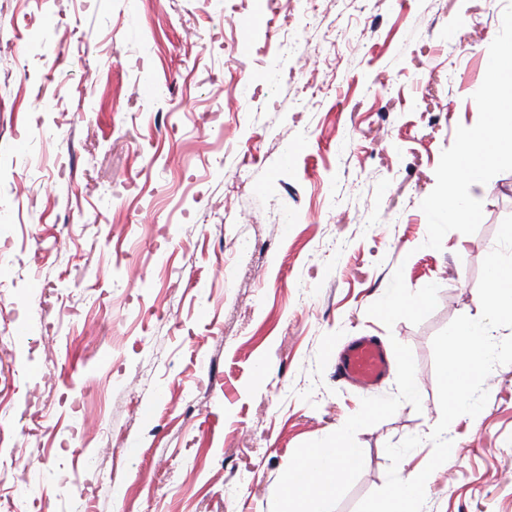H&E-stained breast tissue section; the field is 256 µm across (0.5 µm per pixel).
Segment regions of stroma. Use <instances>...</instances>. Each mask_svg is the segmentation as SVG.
Wrapping results in <instances>:
<instances>
[{
  "mask_svg": "<svg viewBox=\"0 0 512 512\" xmlns=\"http://www.w3.org/2000/svg\"><path fill=\"white\" fill-rule=\"evenodd\" d=\"M511 3L0 0V512H271L300 444L396 392L337 377L357 336L411 348L422 406L356 433L335 512L386 444L421 437L422 471L432 340L480 314L512 171L441 249L420 203ZM398 269L438 305L389 328L366 310ZM485 387L422 512H512V365Z\"/></svg>",
  "mask_w": 512,
  "mask_h": 512,
  "instance_id": "35a3bbf8",
  "label": "stroma"
}]
</instances>
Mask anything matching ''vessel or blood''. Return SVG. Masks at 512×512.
Masks as SVG:
<instances>
[{"label":"vessel or blood","mask_w":512,"mask_h":512,"mask_svg":"<svg viewBox=\"0 0 512 512\" xmlns=\"http://www.w3.org/2000/svg\"><path fill=\"white\" fill-rule=\"evenodd\" d=\"M390 359L376 339L360 337L352 340L343 350L338 372L346 380L362 389L378 386L388 375Z\"/></svg>","instance_id":"1"}]
</instances>
